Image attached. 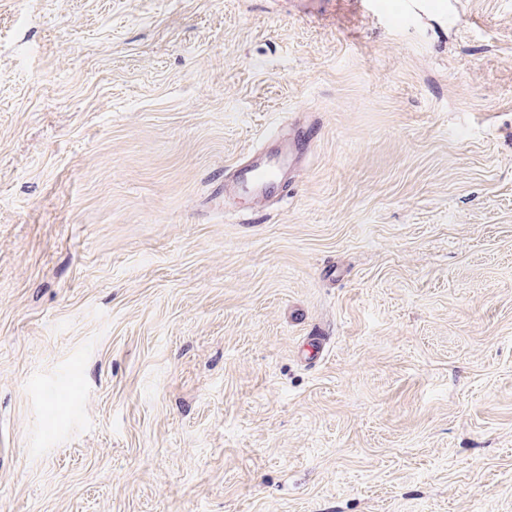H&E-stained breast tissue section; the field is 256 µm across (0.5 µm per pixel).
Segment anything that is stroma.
Segmentation results:
<instances>
[{"label":"stroma","mask_w":512,"mask_h":512,"mask_svg":"<svg viewBox=\"0 0 512 512\" xmlns=\"http://www.w3.org/2000/svg\"><path fill=\"white\" fill-rule=\"evenodd\" d=\"M396 2L0 0V512H512V0ZM317 133L312 125L290 128L281 153L261 162H255L257 153L250 154L231 172L233 185L263 199L285 167L305 158Z\"/></svg>","instance_id":"35a3bbf8"}]
</instances>
